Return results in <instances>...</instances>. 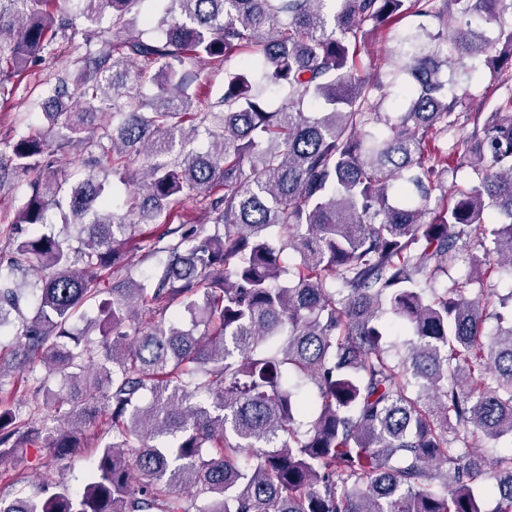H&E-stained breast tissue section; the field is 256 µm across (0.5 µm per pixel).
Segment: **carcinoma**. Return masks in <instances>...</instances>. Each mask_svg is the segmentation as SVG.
Here are the masks:
<instances>
[{
    "label": "carcinoma",
    "mask_w": 512,
    "mask_h": 512,
    "mask_svg": "<svg viewBox=\"0 0 512 512\" xmlns=\"http://www.w3.org/2000/svg\"><path fill=\"white\" fill-rule=\"evenodd\" d=\"M73 2L90 22L110 10L127 37L82 58L78 97L52 90L47 134L98 150L139 196L120 214L105 178L33 181L16 219L31 230L0 268V333L31 287L13 368L39 362L59 377L45 404L71 426L49 450L78 453L102 412L112 440L82 490L0 500V512H484L480 480L497 512H512V454L468 448L476 435L512 439V311L494 292L469 297L478 264L443 293L423 287L475 244L512 278V96L466 114L472 130L451 151L435 145L461 118L443 71L468 76L466 60L484 56L495 80L512 81V0H158L159 19L144 20L153 40L130 28L140 0ZM52 3L0 0V74L21 75L54 43ZM450 14L498 24L511 63L497 65L472 29L454 31V57L441 55ZM408 15L438 32L397 28ZM378 31L395 41L390 83L404 79L395 119L381 111L386 84L363 65ZM232 56L243 72L225 76L222 110L192 109L184 61ZM249 73L288 88L279 109ZM201 131L208 142L187 148ZM45 150L46 137L21 135L0 156L37 174ZM464 166L474 177L454 203L430 207L442 175ZM193 192L214 226L206 237L186 219ZM62 199L77 247L38 231ZM142 224L165 260L133 281L121 260ZM287 251L299 257L288 272ZM105 273L110 288L99 287ZM100 295L108 330L94 347L69 325ZM404 329L411 342L383 348ZM40 434L0 411V463Z\"/></svg>",
    "instance_id": "1"
}]
</instances>
